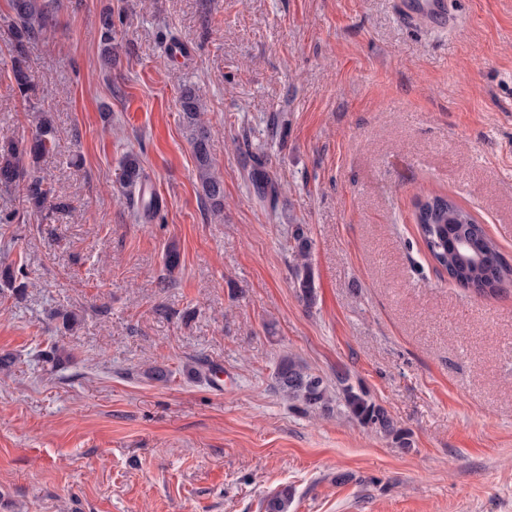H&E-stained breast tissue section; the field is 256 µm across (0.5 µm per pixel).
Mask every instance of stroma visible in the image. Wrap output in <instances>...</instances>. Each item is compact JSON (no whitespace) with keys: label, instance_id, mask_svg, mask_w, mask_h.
Listing matches in <instances>:
<instances>
[{"label":"stroma","instance_id":"35a3bbf8","mask_svg":"<svg viewBox=\"0 0 512 512\" xmlns=\"http://www.w3.org/2000/svg\"><path fill=\"white\" fill-rule=\"evenodd\" d=\"M58 4L29 52L28 102L0 0V139L51 115L36 174L57 204L0 188V267L19 271L18 288L0 283V354L14 359L0 371V512H264L286 484L291 512H512V286L478 297L449 282L413 221L416 196L448 193L512 257V0H448L451 30L401 23L392 0ZM189 84L219 212L179 114ZM129 153L163 200L149 224L118 181ZM258 163L276 209L247 178ZM298 225L310 307L289 268ZM286 354L329 380L347 371L410 451L290 407L272 388ZM152 362L170 382L145 376ZM179 105L182 121L190 131L201 198L214 210H219L224 207V180L213 170L209 131L202 117L204 108L200 89L190 85L185 87ZM292 238L294 240V245L291 247L294 287L299 299L310 307L315 303L317 297L309 261L312 242L299 225L295 227Z\"/></svg>","mask_w":512,"mask_h":512}]
</instances>
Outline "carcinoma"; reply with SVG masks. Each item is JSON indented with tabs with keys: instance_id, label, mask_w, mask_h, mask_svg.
<instances>
[{
	"instance_id": "carcinoma-1",
	"label": "carcinoma",
	"mask_w": 512,
	"mask_h": 512,
	"mask_svg": "<svg viewBox=\"0 0 512 512\" xmlns=\"http://www.w3.org/2000/svg\"><path fill=\"white\" fill-rule=\"evenodd\" d=\"M10 9L12 15L7 30L12 78L20 96L30 99L36 96L37 84L27 70L26 59L30 47L50 27L53 17L44 0H10ZM100 24L103 54L110 62L116 35L112 10L102 13ZM179 105L182 121L190 131L201 198L219 210L224 207V180L213 170L200 89L185 87ZM52 138L53 123L42 113L30 137L0 141V185L22 187L27 202L40 212L50 203V190L34 175V168L49 151ZM120 170L119 182L127 200L136 201L137 213L145 223H150L161 204L157 195L147 192L137 156H125ZM251 182L260 197L268 196L270 202L276 201L277 190L271 181L256 171L251 174ZM413 220L428 256L436 266L447 270L457 286L484 297L496 295L512 283V263L504 262L505 256L483 225L451 196L429 191L417 197ZM292 238L294 287L299 299L310 307L317 297L310 264L312 242L299 225ZM274 382L278 392L304 414L330 415L338 409L360 426L393 438L403 448L407 445L402 430L387 410L372 399L362 384L351 383L346 372H336V393L333 394L322 376L286 355L276 365ZM293 499L294 490L286 485L268 497L263 507L265 512H289Z\"/></svg>"
}]
</instances>
